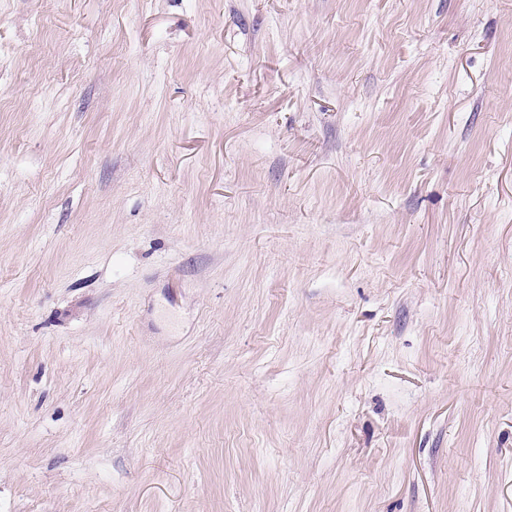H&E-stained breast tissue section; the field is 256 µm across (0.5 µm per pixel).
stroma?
I'll return each mask as SVG.
<instances>
[{"label":"stroma","mask_w":512,"mask_h":512,"mask_svg":"<svg viewBox=\"0 0 512 512\" xmlns=\"http://www.w3.org/2000/svg\"><path fill=\"white\" fill-rule=\"evenodd\" d=\"M0 512H512V0H0Z\"/></svg>","instance_id":"1"}]
</instances>
